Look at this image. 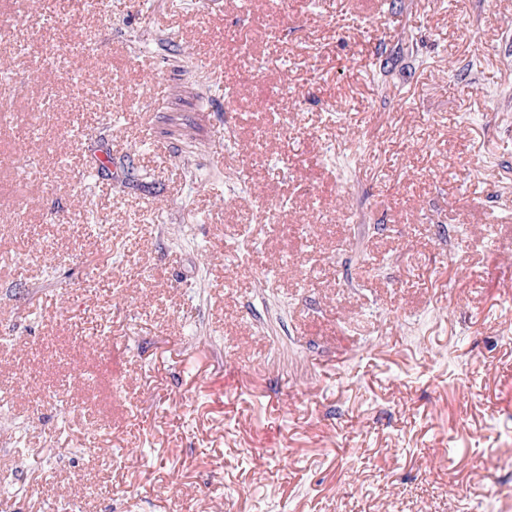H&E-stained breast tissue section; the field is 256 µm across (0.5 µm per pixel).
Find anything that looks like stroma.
I'll return each mask as SVG.
<instances>
[{"mask_svg": "<svg viewBox=\"0 0 512 512\" xmlns=\"http://www.w3.org/2000/svg\"><path fill=\"white\" fill-rule=\"evenodd\" d=\"M1 13L0 512H512V0Z\"/></svg>", "mask_w": 512, "mask_h": 512, "instance_id": "35a3bbf8", "label": "stroma"}]
</instances>
